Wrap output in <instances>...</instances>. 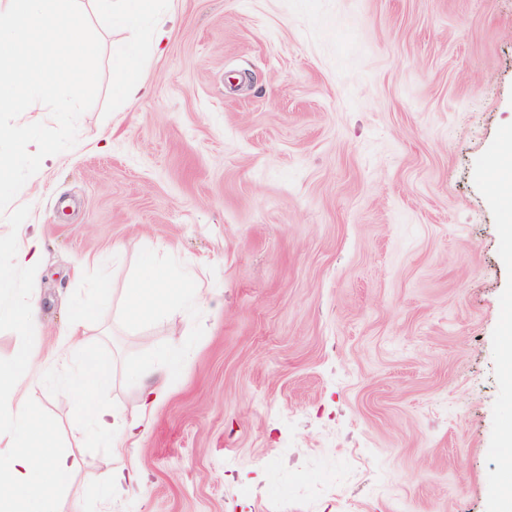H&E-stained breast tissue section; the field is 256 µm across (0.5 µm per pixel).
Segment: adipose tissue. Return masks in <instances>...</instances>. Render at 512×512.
Listing matches in <instances>:
<instances>
[{"label": "adipose tissue", "instance_id": "obj_1", "mask_svg": "<svg viewBox=\"0 0 512 512\" xmlns=\"http://www.w3.org/2000/svg\"><path fill=\"white\" fill-rule=\"evenodd\" d=\"M95 12L110 28L133 32L157 13L163 0H92ZM141 46L128 39L111 49L112 89L127 101L143 96L146 87L139 77ZM497 197L505 207L502 233L512 240V126L506 130L498 150ZM44 246L37 235H21L16 243L14 266L0 268V297L10 295L17 275H24L28 288H36ZM165 272L152 261H145L140 282L131 288L128 307L134 314L158 311L181 298ZM43 361L34 344L24 345L11 362L0 364V377L10 381L4 398L11 417L13 435L0 447V512H50L49 500L77 468L73 456L55 451L46 442V427L35 416L27 400V388L42 377ZM180 364L168 360L160 372L136 371L145 413H152L165 398ZM112 383V363L94 353L82 354L76 368L61 386V399L80 423L97 435L110 436V415L97 403L96 396Z\"/></svg>", "mask_w": 512, "mask_h": 512}]
</instances>
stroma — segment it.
Here are the masks:
<instances>
[{
	"label": "stroma",
	"instance_id": "stroma-1",
	"mask_svg": "<svg viewBox=\"0 0 512 512\" xmlns=\"http://www.w3.org/2000/svg\"><path fill=\"white\" fill-rule=\"evenodd\" d=\"M146 93L102 59L78 142L29 178L42 354L110 358L114 450L28 390L79 466L55 512H493L512 430V0H164ZM207 304L130 315L144 258ZM106 305H99L101 293ZM99 305L69 336L76 303ZM183 371L144 415L133 371ZM139 483L109 488L119 464ZM498 181L495 185L497 197L504 203L503 236L512 240V126L508 127L498 150Z\"/></svg>",
	"mask_w": 512,
	"mask_h": 512
}]
</instances>
